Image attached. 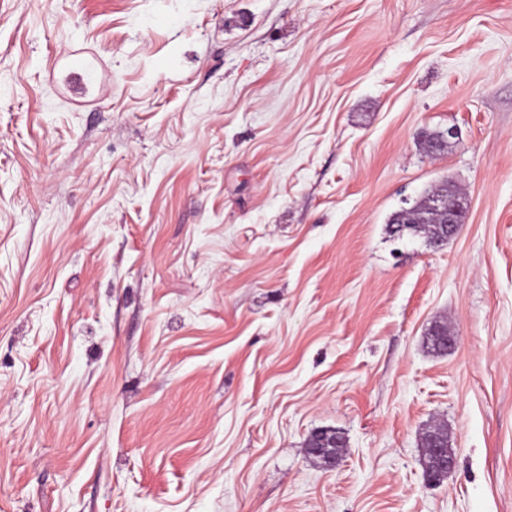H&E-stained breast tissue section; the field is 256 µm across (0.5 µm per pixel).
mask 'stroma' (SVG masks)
<instances>
[{
  "instance_id": "35a3bbf8",
  "label": "stroma",
  "mask_w": 512,
  "mask_h": 512,
  "mask_svg": "<svg viewBox=\"0 0 512 512\" xmlns=\"http://www.w3.org/2000/svg\"><path fill=\"white\" fill-rule=\"evenodd\" d=\"M0 512H512V0H0ZM456 196H458V194L452 186L443 185L425 196L413 207L393 213L388 221L390 235L393 236L397 228L404 226L405 231L410 235L424 234L428 244L430 245L432 243L431 240L438 235L437 229L439 225L443 224L442 226L448 242L449 239L455 237L459 233L464 217L463 207ZM444 198L457 203V218L460 224L457 222L456 218L457 210L452 207H448V204H445L447 212L444 219L441 224H438V221L441 219L442 207L440 206L437 208L436 205ZM447 436L448 432L443 426H440V428H433L432 430L427 431L424 436L423 448L430 450L435 455V457L438 459L440 466L439 477L433 478L428 476V479L432 482H439L441 476L450 471L454 466V453L452 448L450 447L449 440L445 444H442L441 442L437 441L434 443V448H429L433 438ZM447 474H445V476ZM336 430L331 429H317L313 431L306 443V451L316 458H320L327 469L334 468L338 463L340 457H336V453L331 451L335 448L334 441L332 440V433Z\"/></svg>"
}]
</instances>
